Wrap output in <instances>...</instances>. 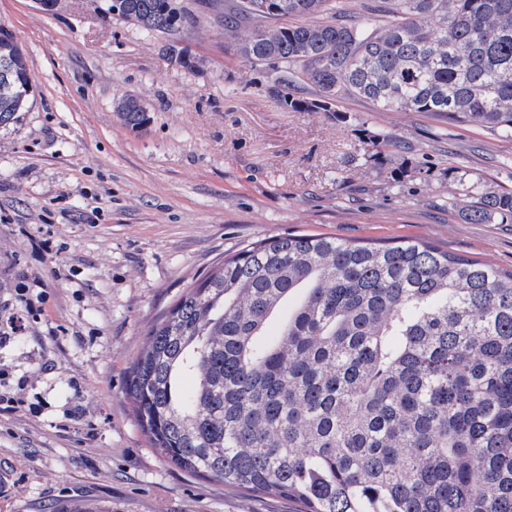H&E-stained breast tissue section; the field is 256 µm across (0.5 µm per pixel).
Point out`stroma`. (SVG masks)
Segmentation results:
<instances>
[{
    "instance_id": "obj_1",
    "label": "stroma",
    "mask_w": 512,
    "mask_h": 512,
    "mask_svg": "<svg viewBox=\"0 0 512 512\" xmlns=\"http://www.w3.org/2000/svg\"><path fill=\"white\" fill-rule=\"evenodd\" d=\"M32 89L0 127V315L18 283L40 315L0 346V512H297L173 469L125 384L146 335L199 275L288 233L419 238L512 269V224H468L463 188L512 192V136L429 112H292L199 15L178 41L62 0H0ZM146 104L124 126L115 106ZM399 145L370 158L366 135ZM83 419H76L78 409ZM116 112L120 121L131 129L142 128L148 122L147 109L144 102L133 95L121 99Z\"/></svg>"
}]
</instances>
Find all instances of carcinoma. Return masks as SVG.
Returning <instances> with one entry per match:
<instances>
[{"instance_id": "cac0c4a2", "label": "carcinoma", "mask_w": 512, "mask_h": 512, "mask_svg": "<svg viewBox=\"0 0 512 512\" xmlns=\"http://www.w3.org/2000/svg\"><path fill=\"white\" fill-rule=\"evenodd\" d=\"M205 6L284 108L334 112L351 95L512 135V0H360L355 21L344 0ZM118 18L177 41L197 14L120 0ZM30 88L0 29V126ZM116 112L148 122L133 95ZM474 195L465 223H512L511 193ZM181 374L196 378L186 397ZM125 395L168 465L299 512H512V270L422 240L249 242L151 328Z\"/></svg>"}]
</instances>
